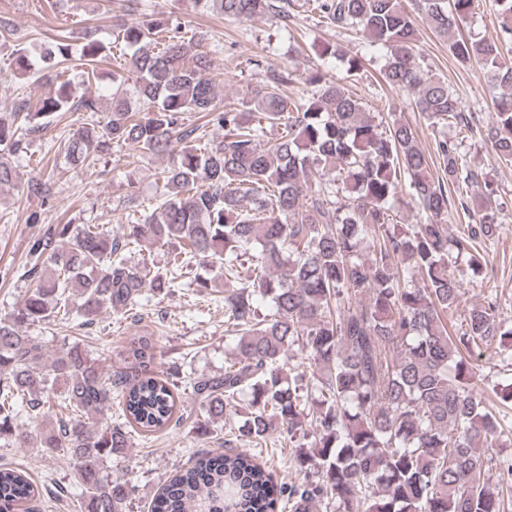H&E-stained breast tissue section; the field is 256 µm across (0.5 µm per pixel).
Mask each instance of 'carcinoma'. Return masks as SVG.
Returning a JSON list of instances; mask_svg holds the SVG:
<instances>
[{"label":"carcinoma","instance_id":"1","mask_svg":"<svg viewBox=\"0 0 512 512\" xmlns=\"http://www.w3.org/2000/svg\"><path fill=\"white\" fill-rule=\"evenodd\" d=\"M323 22L353 30L389 52L386 84L413 96L433 126L465 127L460 100L445 80L418 63L414 16L402 0H307ZM288 0H196L224 17L288 18ZM474 0H419L429 27L448 40L462 64H479L492 95L487 126L499 162L512 165V0H491L500 19L496 39L457 38ZM16 78L42 71L60 78L31 104L0 112V190L17 185L6 157L29 135L45 131L55 114L81 110L93 120L57 151L75 169L134 145L177 160L161 173V191L140 220L134 196L121 208L131 221L114 237L89 224H59L31 245L32 283L23 304L0 317V435L19 446L64 448L75 460L81 512H128L132 490L109 478L106 464L137 434L149 438L183 423L174 381L155 371L153 337H129L122 350L128 373L105 375L74 343L47 364L39 340L24 328L76 314L91 325L105 310L141 305L142 288H171L191 260L216 270L198 282L224 279V324L234 346L224 373L189 381L200 412L193 429L206 433L230 406L243 418L235 435L243 450H212L170 476L152 512H505L512 492V459L494 449L512 444L478 391L474 351H512V329L498 320L499 302L487 298L448 323L462 293L455 260L479 268L483 245L500 223L488 195L467 201L463 186L478 178L460 135L436 140L440 170L408 123L383 130L339 79L317 70L307 90L284 92L295 81L283 69L242 101L221 104L209 77L204 37L185 36L169 17L146 14L137 24L116 23L108 36L86 24L79 40L58 33L48 43L23 45L0 24ZM119 52L110 73L98 63ZM109 81V93L86 95L84 83ZM201 120L186 124V114ZM102 119H97V115ZM224 138H207L208 126ZM277 131L274 141H264ZM408 186L410 202L426 219L399 222L396 207ZM473 223L448 233V189ZM173 244L168 269L153 272L127 255L143 242ZM287 267L273 278L269 271ZM61 401L57 429L35 435L14 429L24 411L40 414ZM118 408L112 421L111 409ZM288 436L299 483L273 481L266 463L244 447ZM508 479L489 484L486 465ZM39 487L23 469L0 465V508L29 512Z\"/></svg>","mask_w":512,"mask_h":512}]
</instances>
